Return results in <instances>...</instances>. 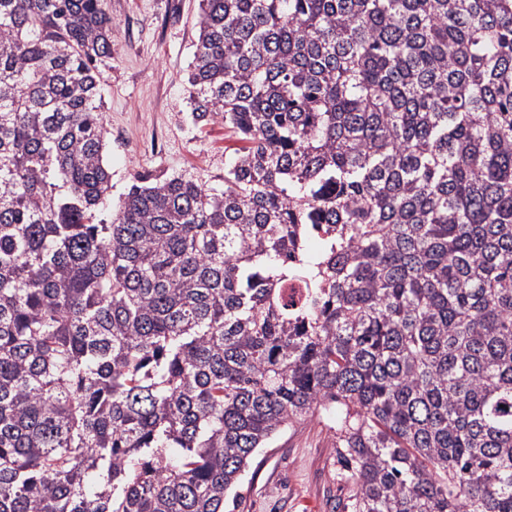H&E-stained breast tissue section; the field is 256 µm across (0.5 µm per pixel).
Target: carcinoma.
Listing matches in <instances>:
<instances>
[{
	"label": "carcinoma",
	"mask_w": 512,
	"mask_h": 512,
	"mask_svg": "<svg viewBox=\"0 0 512 512\" xmlns=\"http://www.w3.org/2000/svg\"><path fill=\"white\" fill-rule=\"evenodd\" d=\"M224 188L112 219L104 0H0V512H224L336 431L351 512H512V0H199Z\"/></svg>",
	"instance_id": "carcinoma-1"
}]
</instances>
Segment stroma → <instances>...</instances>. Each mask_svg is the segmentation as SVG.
I'll return each instance as SVG.
<instances>
[{"instance_id":"1","label":"stroma","mask_w":512,"mask_h":512,"mask_svg":"<svg viewBox=\"0 0 512 512\" xmlns=\"http://www.w3.org/2000/svg\"><path fill=\"white\" fill-rule=\"evenodd\" d=\"M112 58L105 69L104 113L111 218L137 173L184 175L224 184V158L237 147L222 121L194 124L183 81L197 39L198 0H106ZM354 487L339 474L336 433L305 420L260 449L234 512H345Z\"/></svg>"}]
</instances>
